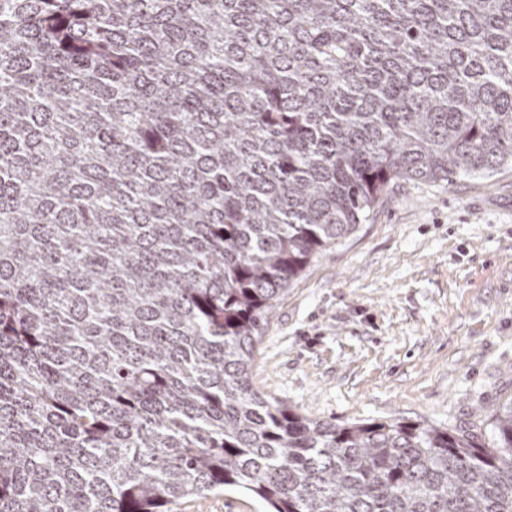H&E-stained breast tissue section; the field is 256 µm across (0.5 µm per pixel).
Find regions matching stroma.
I'll return each mask as SVG.
<instances>
[{
	"label": "stroma",
	"instance_id": "35a3bbf8",
	"mask_svg": "<svg viewBox=\"0 0 512 512\" xmlns=\"http://www.w3.org/2000/svg\"><path fill=\"white\" fill-rule=\"evenodd\" d=\"M252 383L313 420L473 429L512 400V169L395 180L261 330ZM171 512H268L239 491Z\"/></svg>",
	"mask_w": 512,
	"mask_h": 512
}]
</instances>
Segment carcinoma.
Returning a JSON list of instances; mask_svg holds the SVG:
<instances>
[{
	"instance_id": "obj_1",
	"label": "carcinoma",
	"mask_w": 512,
	"mask_h": 512,
	"mask_svg": "<svg viewBox=\"0 0 512 512\" xmlns=\"http://www.w3.org/2000/svg\"><path fill=\"white\" fill-rule=\"evenodd\" d=\"M512 167V0H0V512H512L478 433L312 420L260 330L393 180ZM267 504L239 491H216L188 497L172 505L171 512H267Z\"/></svg>"
}]
</instances>
